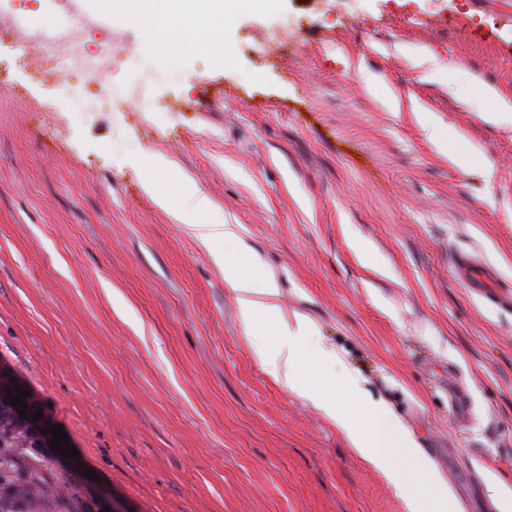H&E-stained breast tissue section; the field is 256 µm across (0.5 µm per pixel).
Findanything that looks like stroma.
Listing matches in <instances>:
<instances>
[{
	"instance_id": "stroma-1",
	"label": "stroma",
	"mask_w": 512,
	"mask_h": 512,
	"mask_svg": "<svg viewBox=\"0 0 512 512\" xmlns=\"http://www.w3.org/2000/svg\"><path fill=\"white\" fill-rule=\"evenodd\" d=\"M283 16L299 42L257 60L247 41ZM117 28L141 67L114 88L148 71L149 111H46L55 73L0 46V367L134 512H406L260 365L172 215L189 180L237 227L225 255H257L283 313L307 319L302 378L337 396L355 374L454 512H512L490 492L512 491V307L452 265L476 256L512 287V121L492 117L512 106V0H277L226 23L227 65L194 48L167 64L143 27Z\"/></svg>"
}]
</instances>
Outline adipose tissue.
I'll use <instances>...</instances> for the list:
<instances>
[{
    "instance_id": "1",
    "label": "adipose tissue",
    "mask_w": 512,
    "mask_h": 512,
    "mask_svg": "<svg viewBox=\"0 0 512 512\" xmlns=\"http://www.w3.org/2000/svg\"><path fill=\"white\" fill-rule=\"evenodd\" d=\"M254 4L255 0H97L99 11L126 23L145 24L152 41L163 49L175 48L190 35L199 38L201 47H208L211 33H222L232 16L252 9ZM182 195L184 205L174 217L211 252L225 282L235 292L241 322L265 371L322 408L352 446L404 492L408 512H448L447 489L416 467L418 455L411 435L389 419L382 404L367 399L357 378H344L340 388L347 397L362 403L364 421L360 424L346 415L338 401L326 398L302 380L296 339L306 330V319L284 317L276 303V282L256 256H225L223 245L236 238V227L203 222L202 216L212 203L195 184L183 183ZM247 264L252 265V272H244Z\"/></svg>"
}]
</instances>
